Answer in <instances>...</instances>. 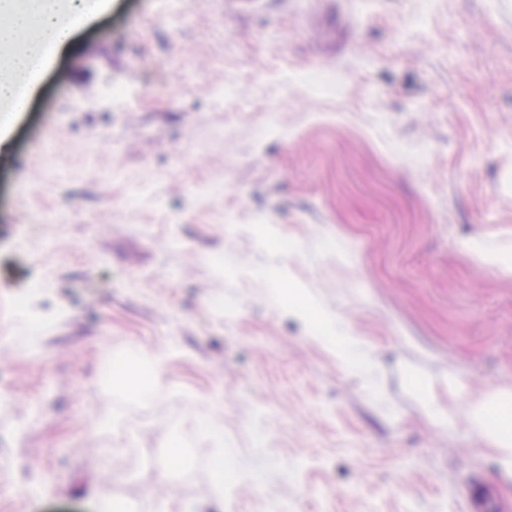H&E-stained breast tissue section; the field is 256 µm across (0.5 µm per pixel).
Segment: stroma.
<instances>
[{"label": "stroma", "instance_id": "obj_1", "mask_svg": "<svg viewBox=\"0 0 512 512\" xmlns=\"http://www.w3.org/2000/svg\"><path fill=\"white\" fill-rule=\"evenodd\" d=\"M4 123L0 512H512V0H112ZM301 80L314 90L324 94H334L336 89L335 74L327 71H310ZM498 402L497 398L474 401V424L485 435L500 465L512 470V416L496 427L491 426L487 419L489 408Z\"/></svg>", "mask_w": 512, "mask_h": 512}]
</instances>
